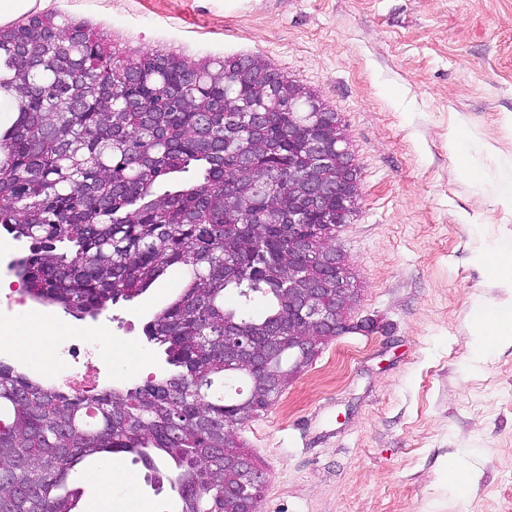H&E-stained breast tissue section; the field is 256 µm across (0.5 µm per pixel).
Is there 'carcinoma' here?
<instances>
[{
	"mask_svg": "<svg viewBox=\"0 0 512 512\" xmlns=\"http://www.w3.org/2000/svg\"><path fill=\"white\" fill-rule=\"evenodd\" d=\"M2 102L14 119L0 126V228L29 243L14 270L30 299L94 316L173 267L187 278L144 328L174 372L73 397L0 364V512H77L82 491L71 483L85 460L128 454L160 478L154 453L175 465L180 512H240L224 496L237 477L224 458L245 454L226 424L266 411L280 393L246 407L214 387L242 376L283 390L321 343L281 342L263 368L227 373L224 332L262 350L291 323L288 295L303 284L289 286V269L336 281V266L288 249L304 149L330 133L336 113L309 111L318 97L258 58L124 57L104 36L47 15L0 25ZM337 177L334 166L316 175L328 194L295 225L323 254L355 211ZM326 224L328 241L317 234ZM230 290L235 307L224 305ZM256 293L267 303L259 318Z\"/></svg>",
	"mask_w": 512,
	"mask_h": 512,
	"instance_id": "1",
	"label": "carcinoma"
}]
</instances>
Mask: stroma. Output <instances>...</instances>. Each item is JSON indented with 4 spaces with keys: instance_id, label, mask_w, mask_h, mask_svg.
Returning a JSON list of instances; mask_svg holds the SVG:
<instances>
[{
    "instance_id": "stroma-1",
    "label": "stroma",
    "mask_w": 512,
    "mask_h": 512,
    "mask_svg": "<svg viewBox=\"0 0 512 512\" xmlns=\"http://www.w3.org/2000/svg\"><path fill=\"white\" fill-rule=\"evenodd\" d=\"M125 56L257 57L313 91L346 127L355 212L336 237L360 299L274 406L237 439L265 477L256 512H512V343L482 346L476 310L512 300L491 252L512 244V0H27ZM467 165L470 176L459 175ZM181 269L101 314L55 306L58 337L123 344L131 388L168 370L143 332ZM146 350L139 368L138 350ZM465 460L466 494L449 485ZM149 512L169 486L119 456Z\"/></svg>"
}]
</instances>
